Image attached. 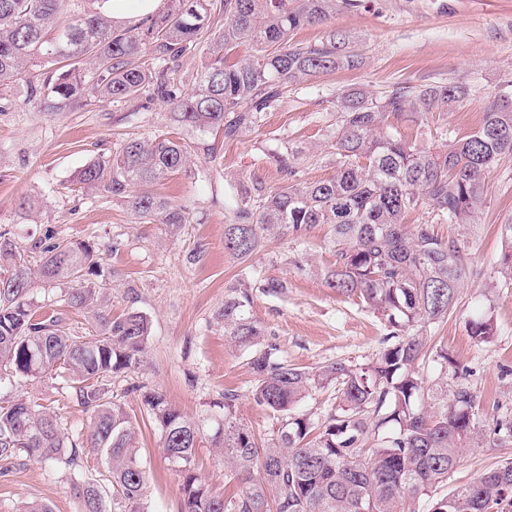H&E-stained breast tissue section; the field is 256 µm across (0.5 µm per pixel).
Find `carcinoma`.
<instances>
[{
	"label": "carcinoma",
	"mask_w": 512,
	"mask_h": 512,
	"mask_svg": "<svg viewBox=\"0 0 512 512\" xmlns=\"http://www.w3.org/2000/svg\"><path fill=\"white\" fill-rule=\"evenodd\" d=\"M339 1L351 2L168 0L166 14L121 26L103 11L66 14L63 0H0V88L39 67L49 73L47 111L63 112L90 96L135 102L144 111L158 100L170 107L175 127L232 141L260 125L290 84L356 66V55L344 52L334 34L313 44L291 41L300 28L328 23ZM241 44L252 53L226 63L224 51ZM203 49L205 61L186 91L180 62ZM470 94L471 87L458 83L396 86L380 96L346 90L335 100L328 139L333 176L299 180L298 151L288 146L276 156L285 175L281 185L235 183V205L224 225L227 252L246 260L263 247L267 232L300 238L325 224L336 257L323 270L325 285L387 314L394 331L392 343L366 365L330 362L308 371L263 344L264 330L248 311L251 289L284 293L288 281L255 275L225 287L217 320L224 336L249 351L255 402L281 415L277 431L262 441L233 420L236 395L224 393V423L212 445L224 457V478L241 486L231 497L201 482L199 425L161 391L137 385L112 392L108 379L140 369L150 322L134 310L114 318L105 309L100 244L47 236L34 245L42 253L34 268L14 233L0 230V267H7L0 275V385L62 369L70 374L73 400L91 414L83 446L65 437L57 415L38 401L0 394V460L73 466L90 448L105 458L107 475L75 485L82 512H144L148 473L121 403L133 393L176 467L178 512H418L416 502L437 491L461 448L478 439L480 421L476 392L462 381L432 390L430 410L414 404L422 388L416 367L431 354L423 327L448 317L474 271L469 241L444 239L434 225L478 223L486 175L512 158V106L494 95L477 130L459 137L445 128L436 149L416 147L384 126L391 118L417 123L444 115ZM191 149L168 135L123 139L112 154L85 164L74 181L122 201L146 223L177 231L191 223L190 206L131 189L175 173L197 177ZM416 211L427 219L406 227L405 218ZM37 280L81 284L61 302L88 314L96 336L87 342L58 312L32 309L28 297ZM469 330L485 341L492 324L473 319ZM329 387L339 403L313 436L309 419L288 411ZM491 434L495 445L512 443V418L493 420ZM429 512H512V459L433 498Z\"/></svg>",
	"instance_id": "cac0c4a2"
}]
</instances>
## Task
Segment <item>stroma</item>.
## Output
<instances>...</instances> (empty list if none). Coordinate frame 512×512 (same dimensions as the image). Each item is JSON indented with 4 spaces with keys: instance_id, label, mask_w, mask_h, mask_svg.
<instances>
[{
    "instance_id": "stroma-1",
    "label": "stroma",
    "mask_w": 512,
    "mask_h": 512,
    "mask_svg": "<svg viewBox=\"0 0 512 512\" xmlns=\"http://www.w3.org/2000/svg\"><path fill=\"white\" fill-rule=\"evenodd\" d=\"M344 38L360 63L351 69L290 85L279 105L261 125L224 143L220 163H211L204 143L210 135H192L194 166L204 179L171 176L156 188L176 204L194 209L191 224L171 234L162 224L138 219L121 202L74 185L76 171L87 162L110 155L121 138H150L171 132L166 104L137 112L132 105L109 100L65 112L39 107L45 92V71L33 69L0 90V227L16 233L20 245L32 250L46 232L71 240L92 239L102 249L109 272L108 296L113 314L134 309L151 323L142 369L113 377L121 390L144 384L162 391L186 416L197 421L203 441L196 469L218 494L231 495L224 463L211 438L221 416L225 392L236 395L237 423L267 435L277 426L272 411L255 403L254 377L246 352L232 344L216 319L224 289L249 270L267 278L287 280L285 293L253 291L250 315L289 363L309 370L332 362L363 365L377 357L389 334L386 316L357 299L327 288L320 271L334 262L327 226L311 228L302 238L270 236L247 260L224 250V205L240 179L281 183L274 160L287 146H298L300 180L314 182L333 175L327 156V135L334 121L336 97L360 87L381 95L394 85L467 83L471 96L444 116L424 124L396 125L408 141L424 148L440 147L438 127L458 135L477 130L491 95L512 89V0H356L339 9L328 24L295 31L294 41L317 43L330 34ZM486 204L473 234L474 273L447 319L430 325L428 343L439 356L420 367L423 387L465 375L482 412L481 429L493 418H512V268L501 224L512 222V161L486 177ZM31 197L34 216H18V203ZM201 259H193L197 244ZM136 283L128 292V283ZM491 319L490 340L475 339L471 319ZM18 390L50 407L68 438L87 432L90 415L73 401L67 373L51 372L22 381ZM138 453L149 473L144 497L146 512H177L179 480L140 399L129 395ZM512 458V445L466 447L449 472L442 493L468 483L489 467ZM103 456L88 452L79 466L61 462L0 461V512H19L28 502H43L52 512H81L75 483L106 475Z\"/></svg>"
}]
</instances>
